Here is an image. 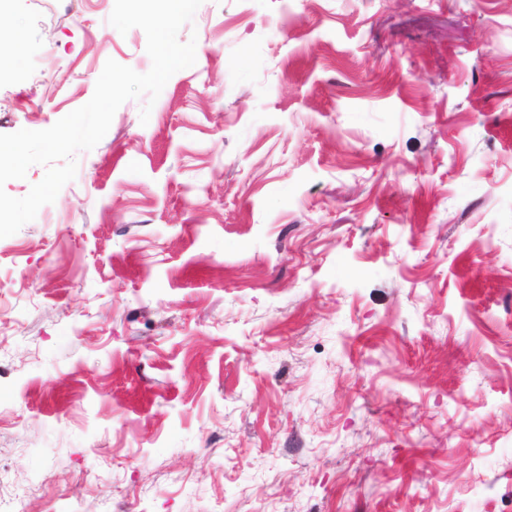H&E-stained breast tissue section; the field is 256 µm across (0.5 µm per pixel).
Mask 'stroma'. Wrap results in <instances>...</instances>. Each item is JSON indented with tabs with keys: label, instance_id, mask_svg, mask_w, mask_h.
Segmentation results:
<instances>
[{
	"label": "stroma",
	"instance_id": "obj_1",
	"mask_svg": "<svg viewBox=\"0 0 512 512\" xmlns=\"http://www.w3.org/2000/svg\"><path fill=\"white\" fill-rule=\"evenodd\" d=\"M0 0V134L151 67ZM194 66L0 238V512H512V0H203Z\"/></svg>",
	"mask_w": 512,
	"mask_h": 512
}]
</instances>
